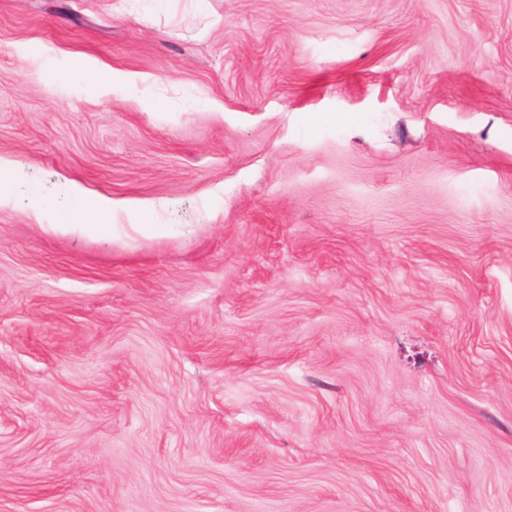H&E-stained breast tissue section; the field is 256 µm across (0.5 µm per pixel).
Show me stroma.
Segmentation results:
<instances>
[{
    "mask_svg": "<svg viewBox=\"0 0 512 512\" xmlns=\"http://www.w3.org/2000/svg\"><path fill=\"white\" fill-rule=\"evenodd\" d=\"M0 156L177 227L0 205V512H512V0H0ZM67 193L70 205L65 209H59L62 214V222L47 224L46 230L56 234L86 235L94 234L100 238L112 241L113 238L128 236L124 226H128L133 232L142 235L161 236L172 234L169 224H151L154 222V205H144L137 209L136 217L139 224H113L112 225V200L95 196L75 182L67 184ZM75 210L81 213L85 222H74L71 214Z\"/></svg>",
    "mask_w": 512,
    "mask_h": 512,
    "instance_id": "1",
    "label": "stroma"
}]
</instances>
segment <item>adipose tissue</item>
Listing matches in <instances>:
<instances>
[{
  "label": "adipose tissue",
  "instance_id": "1",
  "mask_svg": "<svg viewBox=\"0 0 512 512\" xmlns=\"http://www.w3.org/2000/svg\"><path fill=\"white\" fill-rule=\"evenodd\" d=\"M67 193L70 205L62 209L60 223L48 225V232L79 236L94 234L106 240L121 237L129 230L150 236L168 235L172 232L170 225L155 223L153 205L149 204L137 209L138 222L128 230L123 225L113 223L110 199L93 195L74 182L68 183ZM75 211L82 214V221H73L71 214Z\"/></svg>",
  "mask_w": 512,
  "mask_h": 512
}]
</instances>
